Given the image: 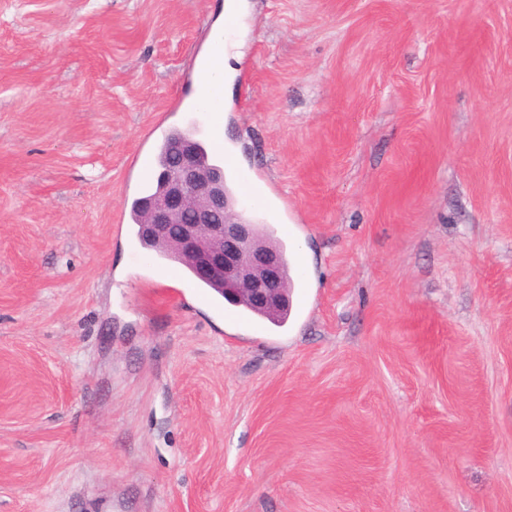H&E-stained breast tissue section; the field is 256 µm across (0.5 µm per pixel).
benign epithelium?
<instances>
[{
  "label": "benign epithelium",
  "mask_w": 512,
  "mask_h": 512,
  "mask_svg": "<svg viewBox=\"0 0 512 512\" xmlns=\"http://www.w3.org/2000/svg\"><path fill=\"white\" fill-rule=\"evenodd\" d=\"M172 153L175 165L160 173V190L143 202L144 234L177 248L199 278L219 282L229 297L268 314L282 310L288 303L284 255L231 210L224 174L206 165L190 142H175Z\"/></svg>",
  "instance_id": "benign-epithelium-1"
}]
</instances>
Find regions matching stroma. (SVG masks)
Returning <instances> with one entry per match:
<instances>
[{"mask_svg":"<svg viewBox=\"0 0 512 512\" xmlns=\"http://www.w3.org/2000/svg\"><path fill=\"white\" fill-rule=\"evenodd\" d=\"M224 0H0V512H512V0H245L279 331L134 264Z\"/></svg>","mask_w":512,"mask_h":512,"instance_id":"obj_1","label":"stroma"}]
</instances>
